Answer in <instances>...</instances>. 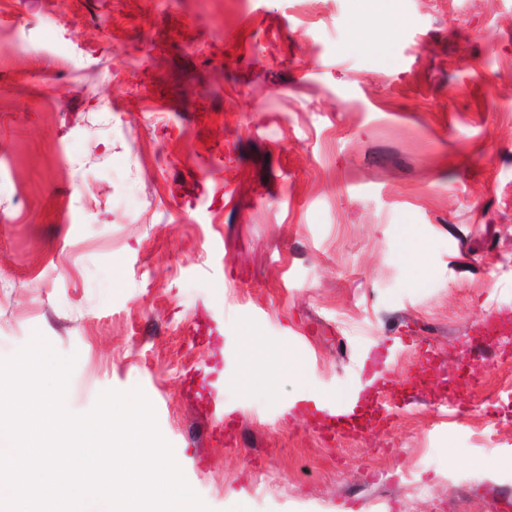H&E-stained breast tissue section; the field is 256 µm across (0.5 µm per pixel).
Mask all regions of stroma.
Returning a JSON list of instances; mask_svg holds the SVG:
<instances>
[{
    "instance_id": "1",
    "label": "stroma",
    "mask_w": 512,
    "mask_h": 512,
    "mask_svg": "<svg viewBox=\"0 0 512 512\" xmlns=\"http://www.w3.org/2000/svg\"><path fill=\"white\" fill-rule=\"evenodd\" d=\"M0 39V359L141 390L211 512L512 505V0H0ZM399 334L426 384L329 436Z\"/></svg>"
}]
</instances>
